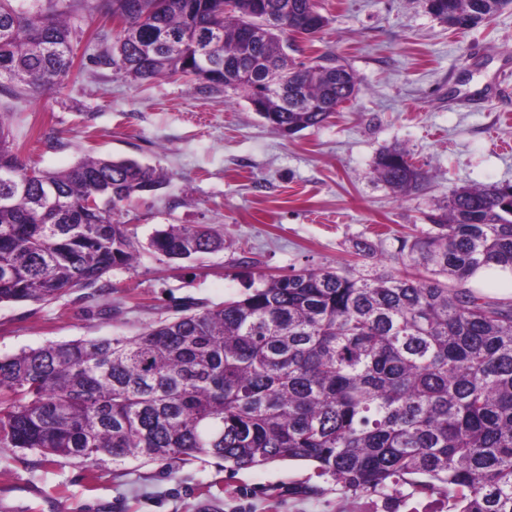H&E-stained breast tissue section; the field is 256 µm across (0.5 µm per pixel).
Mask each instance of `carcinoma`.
<instances>
[{"label": "carcinoma", "instance_id": "cac0c4a2", "mask_svg": "<svg viewBox=\"0 0 512 512\" xmlns=\"http://www.w3.org/2000/svg\"><path fill=\"white\" fill-rule=\"evenodd\" d=\"M73 0H0V95H40L74 65ZM257 0H104L124 18L102 63L132 83L180 77L201 93L242 94L283 135L319 127L359 91L322 54L289 62L288 17L327 18L315 0H263L281 23L244 38ZM456 30L512 0H426ZM253 75L224 79V62ZM311 110L265 94L270 68ZM373 177L423 191L429 172L402 147L381 150ZM25 180L27 191L14 184ZM166 181L132 159L88 156L60 172L27 165L0 113V303L48 302L135 268L141 244L115 215ZM94 199L95 206L85 202ZM427 227L395 236L393 271L376 245L353 241L360 265L250 276L220 304L188 299L138 336L48 343L0 358V448L68 464L114 467L200 455L237 473L302 461L345 493L400 484L444 495L457 512H512V298L473 282L512 271V184L460 187ZM149 248L184 260L224 248L204 224H167Z\"/></svg>", "mask_w": 512, "mask_h": 512}]
</instances>
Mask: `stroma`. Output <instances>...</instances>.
Here are the masks:
<instances>
[{"label":"stroma","instance_id":"obj_1","mask_svg":"<svg viewBox=\"0 0 512 512\" xmlns=\"http://www.w3.org/2000/svg\"><path fill=\"white\" fill-rule=\"evenodd\" d=\"M328 24L293 40L291 57L330 52L356 72L360 90L323 126L282 136L233 94L200 93L183 79L131 83L102 64L112 47L103 9L75 0L74 71L37 98L0 96L12 113L21 158L45 172L86 156L134 158L167 176L163 188L119 215L141 244L135 270L102 289L70 290L50 303H0V357L50 342L134 336L171 316L180 299L218 304L243 293L241 256L288 275L353 263L352 242L395 237L463 186L512 183V5L460 34L424 0H316ZM405 148L431 180L416 195L371 175L384 147ZM167 224H208L222 251L170 261L147 244ZM13 512H454L448 498L409 485L345 494L303 463L238 473L203 456L88 470L0 448V500Z\"/></svg>","mask_w":512,"mask_h":512}]
</instances>
